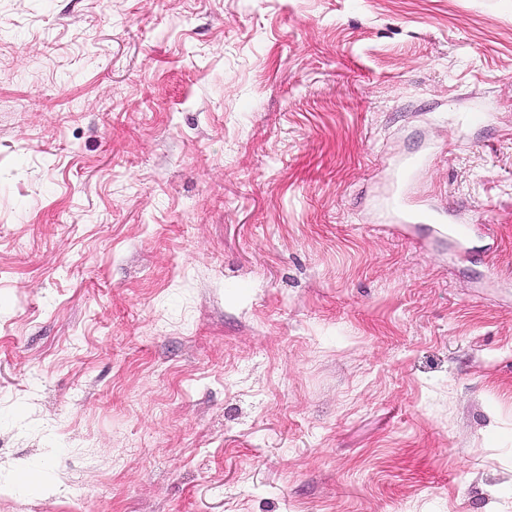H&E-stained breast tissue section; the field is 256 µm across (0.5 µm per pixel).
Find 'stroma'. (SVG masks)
Returning <instances> with one entry per match:
<instances>
[{
	"instance_id": "35a3bbf8",
	"label": "stroma",
	"mask_w": 512,
	"mask_h": 512,
	"mask_svg": "<svg viewBox=\"0 0 512 512\" xmlns=\"http://www.w3.org/2000/svg\"><path fill=\"white\" fill-rule=\"evenodd\" d=\"M0 512H512V0H0ZM436 231L441 234H448V238L454 240L459 245L471 242L472 238L478 234L489 235L485 224H438Z\"/></svg>"
}]
</instances>
